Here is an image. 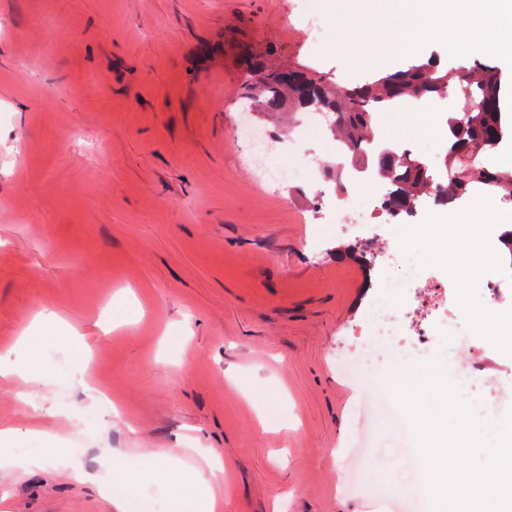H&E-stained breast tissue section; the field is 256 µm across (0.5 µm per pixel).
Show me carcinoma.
<instances>
[{
	"mask_svg": "<svg viewBox=\"0 0 512 512\" xmlns=\"http://www.w3.org/2000/svg\"><path fill=\"white\" fill-rule=\"evenodd\" d=\"M241 60L246 69L240 73L239 102L252 112L255 121L291 118L301 102L318 105L332 115L330 133L361 164L365 162L364 145L375 139L371 112L406 97L457 96L463 107L448 117L450 145L445 166L453 174L445 185L448 197L490 184L496 195L512 200V174L489 163V157L512 138V125L502 111L498 67L475 63L453 72L431 56L363 83L341 85L334 79L315 76L316 69L310 65L278 62L268 50H245ZM372 163L378 177L396 182L393 204L398 208L414 205L433 188L428 169L418 160H405L415 169L410 177L399 176L398 160L388 154L377 155Z\"/></svg>",
	"mask_w": 512,
	"mask_h": 512,
	"instance_id": "1",
	"label": "carcinoma"
}]
</instances>
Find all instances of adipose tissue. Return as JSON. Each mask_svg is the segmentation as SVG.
Here are the masks:
<instances>
[{
  "label": "adipose tissue",
  "mask_w": 512,
  "mask_h": 512,
  "mask_svg": "<svg viewBox=\"0 0 512 512\" xmlns=\"http://www.w3.org/2000/svg\"><path fill=\"white\" fill-rule=\"evenodd\" d=\"M343 7L354 19L397 18L386 45L368 59L377 69L388 68L394 53L416 49L434 32V22L442 11L473 18L470 26L455 31L456 44L475 43L512 62V11L502 0H345ZM146 467L171 486L190 488L195 512H215L218 491L212 483L213 471L186 467L171 449L162 452L159 459H148Z\"/></svg>",
  "instance_id": "ef3b65f1"
}]
</instances>
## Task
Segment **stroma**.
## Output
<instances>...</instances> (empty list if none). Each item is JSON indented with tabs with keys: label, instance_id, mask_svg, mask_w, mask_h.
Here are the masks:
<instances>
[{
	"label": "stroma",
	"instance_id": "35a3bbf8",
	"mask_svg": "<svg viewBox=\"0 0 512 512\" xmlns=\"http://www.w3.org/2000/svg\"><path fill=\"white\" fill-rule=\"evenodd\" d=\"M305 4L0 0V355L25 363L22 338L49 313L92 341L81 365L43 345L42 382L0 379V429L19 433L0 458V512H114L99 484L118 467L129 512H170L175 491L140 475L162 448L189 467L222 462L220 512H410L382 460L343 491L339 454L391 443L390 421L354 409L369 396L397 403L396 381L421 376L427 356L398 361L390 337L359 335L364 267L302 251L316 237L335 242L334 227L262 182L233 137L234 59L247 45L271 43L346 84L373 75L366 60L386 29L315 0L313 36L297 21ZM352 26L354 42L341 40ZM455 26L440 20L395 68L432 54L499 65L512 111V64L450 45ZM405 106L419 119L416 151L442 153L434 130L447 101ZM60 137L62 154L50 147ZM494 222L478 208L438 211L422 236L394 232L456 285L461 331L479 345L452 349L438 333L441 374L468 405L498 402L483 431L491 442L512 413V354L477 321L487 305L475 282L506 268L489 256L462 276L451 259ZM340 355L360 362L372 390L337 373ZM476 360L483 376L461 384ZM85 381L109 391L116 412L75 420L90 407ZM47 422L64 454L46 455L48 438L34 433ZM80 469L96 482L79 481Z\"/></svg>",
	"mask_w": 512,
	"mask_h": 512
}]
</instances>
